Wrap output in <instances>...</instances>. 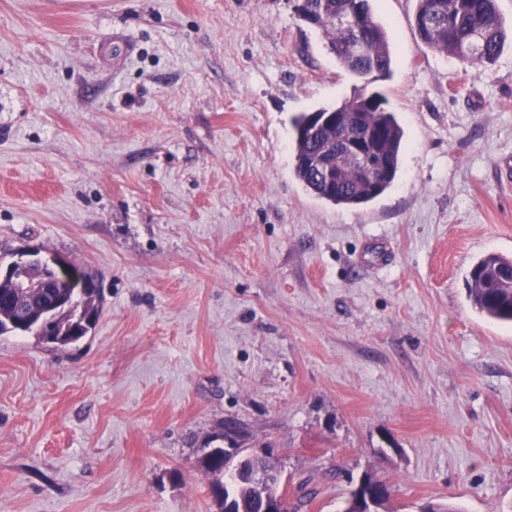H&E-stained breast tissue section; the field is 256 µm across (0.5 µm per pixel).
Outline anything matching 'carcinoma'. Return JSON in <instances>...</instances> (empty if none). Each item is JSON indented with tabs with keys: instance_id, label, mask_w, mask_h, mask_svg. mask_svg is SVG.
I'll list each match as a JSON object with an SVG mask.
<instances>
[{
	"instance_id": "obj_1",
	"label": "carcinoma",
	"mask_w": 512,
	"mask_h": 512,
	"mask_svg": "<svg viewBox=\"0 0 512 512\" xmlns=\"http://www.w3.org/2000/svg\"><path fill=\"white\" fill-rule=\"evenodd\" d=\"M306 10L313 11L315 23L329 40L338 63L350 73L362 78L385 77L392 66L391 48L384 27L373 18L370 0H306ZM363 11L370 17L361 49H348L349 31L337 25L333 18L340 12ZM415 28L419 38L428 48L448 54L468 65L491 66L498 60L507 39L504 21L497 9V0H417ZM365 90L341 103L320 109L334 113L342 121L351 123L350 133L359 134L381 130L374 142L367 163L379 166L382 176L371 183L361 178L360 171L351 164H336L330 157L333 128L316 127L310 123L311 114L302 113L293 120L294 175L316 197L334 205L350 208L365 205L383 194L394 182L404 131L395 115L384 104L370 97L373 105L365 100ZM329 162L331 168H340V174L326 177L318 166ZM62 291L70 300L67 309L55 315V331L47 336L39 328H19L21 317L17 290L12 280L0 281V335L32 334L44 343L57 348L73 345L94 329L82 323L83 311L98 307L101 296L91 295L85 288L94 274L74 262L68 261L53 272ZM469 297L474 307L483 315L498 321L512 322V259L488 255L469 270ZM205 470L215 477V486L224 488L226 498L233 500L235 512H259L262 492L243 484L232 472L224 471V454L221 450L207 455L202 461Z\"/></svg>"
}]
</instances>
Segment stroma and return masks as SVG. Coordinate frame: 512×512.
Returning <instances> with one entry per match:
<instances>
[{
    "label": "stroma",
    "instance_id": "obj_1",
    "mask_svg": "<svg viewBox=\"0 0 512 512\" xmlns=\"http://www.w3.org/2000/svg\"><path fill=\"white\" fill-rule=\"evenodd\" d=\"M299 0H0V263L97 274L95 328L0 336V512H215L226 421L342 512L350 478L512 512V325L469 267L512 257V42L491 67L371 0L364 82ZM405 131L396 179L340 207L293 173V120L359 89Z\"/></svg>",
    "mask_w": 512,
    "mask_h": 512
}]
</instances>
